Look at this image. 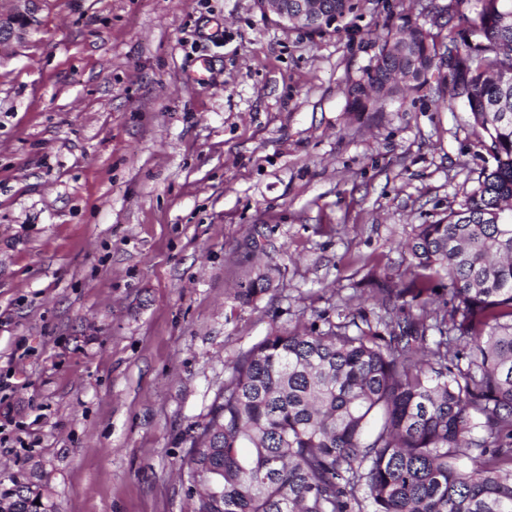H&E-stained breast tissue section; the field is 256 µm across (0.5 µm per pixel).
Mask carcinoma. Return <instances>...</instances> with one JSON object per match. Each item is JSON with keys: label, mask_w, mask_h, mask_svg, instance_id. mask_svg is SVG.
Wrapping results in <instances>:
<instances>
[{"label": "carcinoma", "mask_w": 512, "mask_h": 512, "mask_svg": "<svg viewBox=\"0 0 512 512\" xmlns=\"http://www.w3.org/2000/svg\"><path fill=\"white\" fill-rule=\"evenodd\" d=\"M508 12L512 0H482L476 42L448 34L492 164L458 208L417 225L406 283L371 281L376 322L349 311L270 333L228 368L187 462L206 487L195 512H512V83L490 77L512 61ZM437 54L418 28L400 66L427 56L451 107ZM396 68L349 85V111L428 83L418 73L396 89ZM274 272L259 268L238 298L252 302Z\"/></svg>", "instance_id": "carcinoma-1"}]
</instances>
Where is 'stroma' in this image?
Instances as JSON below:
<instances>
[{
  "label": "stroma",
  "mask_w": 512,
  "mask_h": 512,
  "mask_svg": "<svg viewBox=\"0 0 512 512\" xmlns=\"http://www.w3.org/2000/svg\"><path fill=\"white\" fill-rule=\"evenodd\" d=\"M310 33L255 0H38L0 53V494L47 512H193L192 440L270 332L383 309L402 245L488 159L432 88L351 112L401 21L479 0H355ZM265 248L255 256L252 239ZM278 269L252 303L258 262Z\"/></svg>",
  "instance_id": "obj_1"
}]
</instances>
